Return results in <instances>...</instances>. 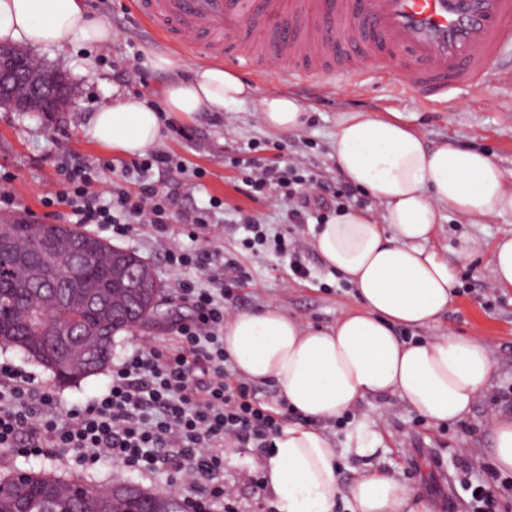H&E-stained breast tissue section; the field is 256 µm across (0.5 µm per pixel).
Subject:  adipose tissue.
Here are the masks:
<instances>
[{"mask_svg": "<svg viewBox=\"0 0 512 512\" xmlns=\"http://www.w3.org/2000/svg\"><path fill=\"white\" fill-rule=\"evenodd\" d=\"M0 43L65 49L112 43V29L90 16L84 0H0ZM153 70L170 73L161 102L125 94L96 112L85 137L113 154L144 155L164 139V120L194 121L201 113L253 104L279 133L306 122L293 96H257L222 63L189 67L171 50L146 53ZM333 157L341 174L385 207L381 215L347 208L318 225L313 247L326 267L356 290L360 306L333 325L312 327L269 305L233 313L224 322V350L237 372L272 383L299 418L283 424L262 464V484L276 512H426L416 491L392 474L366 467L348 486L320 424L365 400L397 396L437 424L462 420L488 385L490 345L471 336L402 339V328H429L448 311L454 277L428 243L442 209L481 224L512 212V179L485 153L448 143L428 147L398 118L344 112L336 120Z\"/></svg>", "mask_w": 512, "mask_h": 512, "instance_id": "ef3b65f1", "label": "adipose tissue"}]
</instances>
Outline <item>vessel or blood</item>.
Returning a JSON list of instances; mask_svg holds the SVG:
<instances>
[{"mask_svg":"<svg viewBox=\"0 0 512 512\" xmlns=\"http://www.w3.org/2000/svg\"><path fill=\"white\" fill-rule=\"evenodd\" d=\"M194 55L284 65L289 79L339 69L398 78L431 103L483 85L512 44V0H131Z\"/></svg>","mask_w":512,"mask_h":512,"instance_id":"1","label":"vessel or blood"}]
</instances>
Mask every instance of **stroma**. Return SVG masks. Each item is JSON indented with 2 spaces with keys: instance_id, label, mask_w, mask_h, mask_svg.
I'll return each instance as SVG.
<instances>
[{
  "instance_id": "obj_1",
  "label": "stroma",
  "mask_w": 512,
  "mask_h": 512,
  "mask_svg": "<svg viewBox=\"0 0 512 512\" xmlns=\"http://www.w3.org/2000/svg\"><path fill=\"white\" fill-rule=\"evenodd\" d=\"M88 4L111 26V46L62 50L41 47L31 51L39 62L67 77L72 94L65 109L36 114L0 108V173L13 174L8 189L23 208L39 210V199L52 188L56 168L63 158L121 165V157L85 138L84 127L94 112L115 100L117 93L137 92L153 101L168 80L167 74L144 67L129 81L123 68L131 53L142 54L155 46L170 48L173 40L158 37L145 27L131 10L129 0H88ZM278 69V64L268 63L260 71L243 69L239 75L255 85L258 95L286 93L297 98L309 110L303 129L285 136L266 128L253 105L228 106L190 123L192 140L171 132L160 143V150L182 160L187 174L169 176L154 171L150 179L159 187L175 191L178 207L186 213L208 206L210 197L224 200L226 207L216 213L208 236L213 249L234 262L233 267L225 269L224 278L240 281L234 290L238 310H257L272 304L304 324L327 327L343 311L358 308L354 289L324 266L313 247L311 225L286 223L283 208L236 192L241 175L236 159L256 145L267 158L299 159L333 183L340 178L331 156L337 115L366 112L384 117L395 112L403 123L422 134L427 145L437 147L450 142L465 150L482 151L506 176L512 177V75L506 66H494L483 86L461 92L446 106L437 107L395 80L366 76L355 83L345 75L329 73L320 80L283 84L275 77ZM196 168L205 170L204 178L191 177V170ZM239 207L265 223L269 234L283 232L297 242L300 259L310 272L308 278L293 277L287 259L276 254L272 244L246 245L245 233L235 222ZM508 235L512 236L511 212L483 224H469L456 212L444 210L429 246L447 259L453 271L454 300L435 327L408 332L415 339L450 333L489 342L496 372L487 389L464 419L445 425L432 424L394 396L362 402L349 415L323 422V430L337 447H355L360 438L378 444L377 453L370 459L345 457L339 474L342 483L352 481L358 470L370 463L416 487L430 512H444L443 505L448 501L454 503V512H471L469 486L477 482L497 497V512H512V500L501 495L505 475L490 463L489 432L492 416L512 414V405L498 400L502 390L512 387V292L497 288L487 263L493 244ZM122 246L135 251L153 268L164 288L161 309L166 318L117 333L112 345L116 360L148 339L169 343L174 321L190 313L187 304L171 296L170 288L179 273L168 266L154 245L152 227L141 225L138 236L123 241ZM466 246L472 247L473 255L463 261L459 253ZM0 361H10L33 372L40 385L55 390L64 410L87 404L110 381V374L105 371L78 383L57 384L43 367L11 348H0ZM29 468L82 476L102 484L134 481L157 492L170 489L169 478L163 473L134 471L109 460L82 467L68 456L29 457L0 448V471ZM259 472L260 462L248 449H225L224 487L237 501L240 512H266L272 505L271 496L251 483Z\"/></svg>"
}]
</instances>
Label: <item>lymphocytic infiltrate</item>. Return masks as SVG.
Segmentation results:
<instances>
[{"label": "lymphocytic infiltrate", "instance_id": "lymphocytic-infiltrate-1", "mask_svg": "<svg viewBox=\"0 0 512 512\" xmlns=\"http://www.w3.org/2000/svg\"><path fill=\"white\" fill-rule=\"evenodd\" d=\"M243 165L238 193L251 200L279 194L292 224L324 221L330 204H341L355 192L296 160L279 164L258 156ZM155 169L173 174L183 172L184 165L166 152L147 151L117 173L104 203L96 189L98 168L61 164L55 189L40 203L46 209L69 208L77 223L115 239L133 238L138 226L150 225L168 265L196 272L172 288L189 305L190 317L175 323L171 344L140 346L113 363L106 390L63 415L55 392L37 388L32 373L0 362V447L21 445L35 456L66 454L88 466L108 459L138 471L173 470L195 494L192 512H238L224 491L225 447L264 455L287 415L259 401L253 385L228 368L224 318L233 294L199 285L224 276L211 244L188 250L169 233L177 222L207 226L223 200H211L209 208L190 215L176 211L172 194L146 183ZM133 173L141 179L134 191L127 186Z\"/></svg>", "mask_w": 512, "mask_h": 512}]
</instances>
